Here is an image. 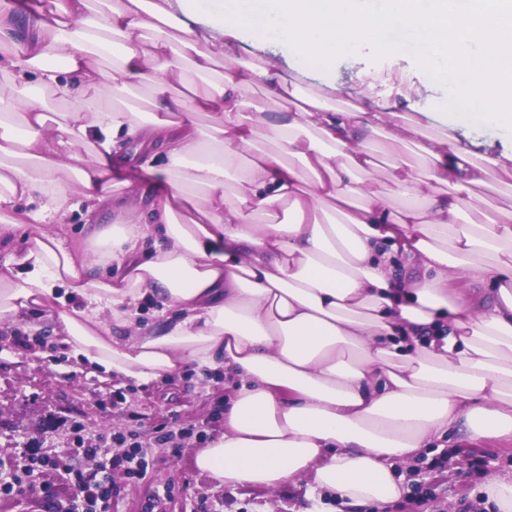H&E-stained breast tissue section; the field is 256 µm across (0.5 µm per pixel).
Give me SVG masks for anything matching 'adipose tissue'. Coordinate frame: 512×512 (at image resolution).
<instances>
[{"mask_svg": "<svg viewBox=\"0 0 512 512\" xmlns=\"http://www.w3.org/2000/svg\"><path fill=\"white\" fill-rule=\"evenodd\" d=\"M411 71L302 86L313 67L367 47ZM0 0V323L55 311L76 357L135 383L192 366L233 393L195 465L233 487L305 482L354 505L404 491L393 471L432 439L512 435V0H51L16 40ZM247 44L251 63L237 62ZM284 62L273 61L272 45ZM153 85L147 109L119 97ZM263 101L241 110L245 86ZM441 88L431 113L394 111ZM295 99L267 114L264 100ZM212 119L201 126V115ZM494 127L501 153L461 142ZM162 156L169 192L149 212L89 227L70 246L53 216L118 190L116 138ZM384 163L400 204L374 189ZM406 259L401 277L392 253ZM465 287H456L457 279ZM490 284L489 299L471 284ZM153 298L157 326L141 331Z\"/></svg>", "mask_w": 512, "mask_h": 512, "instance_id": "ef3b65f1", "label": "adipose tissue"}]
</instances>
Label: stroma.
I'll list each match as a JSON object with an SVG mask.
<instances>
[{
    "label": "stroma",
    "mask_w": 512,
    "mask_h": 512,
    "mask_svg": "<svg viewBox=\"0 0 512 512\" xmlns=\"http://www.w3.org/2000/svg\"><path fill=\"white\" fill-rule=\"evenodd\" d=\"M393 67L415 70L424 82L432 77L415 54L390 61L364 51L337 56L329 70H312L304 83L315 87L330 80L345 86L358 72L374 79ZM137 147L128 139L113 149L112 180L125 191L112 206L91 213L80 205L56 217L67 239H78L88 225L143 212L166 191L165 183L135 161ZM54 328L50 310L41 308L0 324V472L21 471L24 445L31 441L59 464L50 475L28 479L22 492L0 494V512H60L75 493L66 466L88 474L94 468L92 460L72 454L76 422L93 443L122 434L126 443L113 446V455H122L129 443L147 449L145 476L114 469L112 512H145L158 489L167 493L165 512H500L486 486L491 478L512 477L511 437L452 438L449 447L402 468L405 491L393 502L351 507L334 493H313L302 483L274 490L221 485L196 469L194 455L224 430L223 385L191 367L173 379L141 385L90 371L63 352ZM117 390L125 396L118 405L112 402ZM173 417L178 424L170 433L165 425Z\"/></svg>",
    "instance_id": "35a3bbf8"
}]
</instances>
